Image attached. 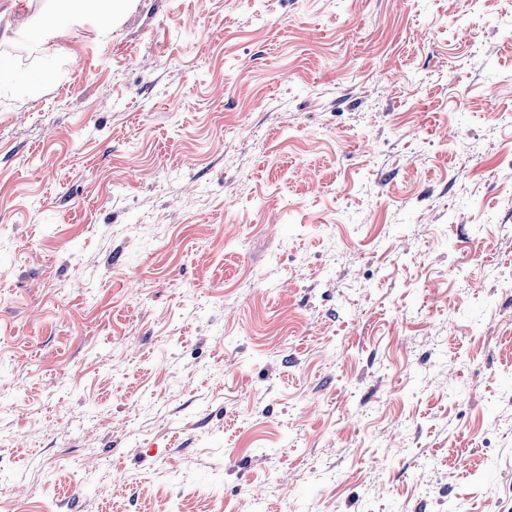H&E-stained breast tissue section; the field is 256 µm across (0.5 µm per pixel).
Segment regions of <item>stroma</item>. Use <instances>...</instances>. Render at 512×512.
Here are the masks:
<instances>
[{
  "instance_id": "stroma-1",
  "label": "stroma",
  "mask_w": 512,
  "mask_h": 512,
  "mask_svg": "<svg viewBox=\"0 0 512 512\" xmlns=\"http://www.w3.org/2000/svg\"><path fill=\"white\" fill-rule=\"evenodd\" d=\"M43 3L0 0V512H512V0ZM125 0H47L46 5L34 17V24L40 36L56 37L65 21L92 18L98 31H106L112 25L114 11Z\"/></svg>"
}]
</instances>
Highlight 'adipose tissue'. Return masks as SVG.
Returning a JSON list of instances; mask_svg holds the SVG:
<instances>
[{"mask_svg":"<svg viewBox=\"0 0 512 512\" xmlns=\"http://www.w3.org/2000/svg\"><path fill=\"white\" fill-rule=\"evenodd\" d=\"M122 0H47L46 6L34 17L40 36L56 37L64 22L90 18L99 30H108L112 16L121 6Z\"/></svg>","mask_w":512,"mask_h":512,"instance_id":"obj_1","label":"adipose tissue"}]
</instances>
